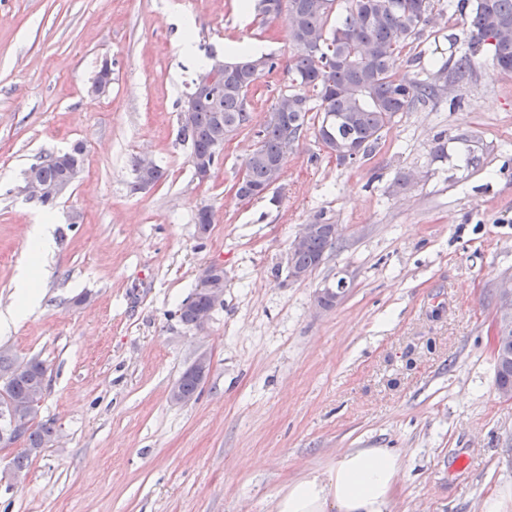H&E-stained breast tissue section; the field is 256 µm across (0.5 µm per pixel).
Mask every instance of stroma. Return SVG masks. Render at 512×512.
Wrapping results in <instances>:
<instances>
[{"label": "stroma", "instance_id": "obj_1", "mask_svg": "<svg viewBox=\"0 0 512 512\" xmlns=\"http://www.w3.org/2000/svg\"><path fill=\"white\" fill-rule=\"evenodd\" d=\"M469 41L466 17L435 0L394 74L436 80ZM231 46L277 65L249 94L251 129L202 183L180 104L206 52ZM293 53L287 17L240 0H0V310L31 225L51 215L58 246L39 309L0 334L44 363L38 418L54 429L23 482L16 448H0V512H275L290 480L350 448L399 455L394 512H480L512 486V399L490 342L496 287L512 277V74L480 46L468 76L398 115L369 156L340 164L307 137L276 198L239 200ZM106 58L112 83L90 95ZM77 142L85 168L44 211L26 173ZM142 156L165 177L134 193ZM205 205L216 218L203 234ZM319 219L342 239L288 280L290 243ZM210 264L224 269V302L197 332L179 308ZM343 276V302L318 308L316 291ZM203 352L197 399L172 403Z\"/></svg>", "mask_w": 512, "mask_h": 512}]
</instances>
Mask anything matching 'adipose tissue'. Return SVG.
Listing matches in <instances>:
<instances>
[{"label": "adipose tissue", "mask_w": 512, "mask_h": 512, "mask_svg": "<svg viewBox=\"0 0 512 512\" xmlns=\"http://www.w3.org/2000/svg\"><path fill=\"white\" fill-rule=\"evenodd\" d=\"M53 224L34 225L29 257L18 275L13 304L0 312V331L26 319L40 304V279L56 251ZM397 456L385 448H353L325 471L289 483L275 512H392L399 475Z\"/></svg>", "instance_id": "ef3b65f1"}]
</instances>
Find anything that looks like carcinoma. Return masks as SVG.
Masks as SVG:
<instances>
[{"label": "carcinoma", "mask_w": 512, "mask_h": 512, "mask_svg": "<svg viewBox=\"0 0 512 512\" xmlns=\"http://www.w3.org/2000/svg\"><path fill=\"white\" fill-rule=\"evenodd\" d=\"M256 0L254 10L273 21L282 13L289 18L288 41L295 53L289 64L293 91L278 98L262 129L256 133V148L244 162L236 197L264 198L281 177L288 149L313 132L325 149L344 162L356 149L364 157L388 130L395 117L417 104L435 99L446 85L415 78L397 81L393 69L402 49L416 40L434 8V0H352L345 12L339 0ZM457 7L468 11L473 43L455 62L456 73L472 70L478 46H489L493 64L502 73L512 72V0H459ZM276 67L270 54L226 61L209 55V63L198 76L211 77L209 87L195 97L193 111L181 125V138L190 147V160L213 159V146L250 127L248 94L266 71ZM85 156L79 144L33 165L27 176L53 188L82 172ZM140 159L133 161L137 193L160 182L165 171L155 164L148 175L140 172ZM194 221L202 233L215 221L210 206L197 210ZM337 246V240L321 227L290 247L287 266L309 277ZM224 290V269L205 267L191 295L179 309L180 321L196 325L199 312L211 307L210 289ZM10 375L0 408L41 401L46 390V368L40 360L20 361L9 347L0 346V376ZM204 376L189 368L176 381L181 397L189 402L198 395ZM497 389L512 390V340L499 350L495 363ZM53 429L32 422L22 434L23 444L13 459L14 476L22 475L31 456L52 441Z\"/></svg>", "instance_id": "carcinoma-1"}]
</instances>
